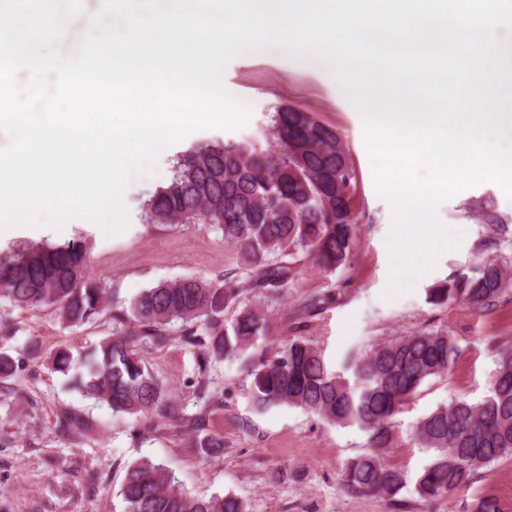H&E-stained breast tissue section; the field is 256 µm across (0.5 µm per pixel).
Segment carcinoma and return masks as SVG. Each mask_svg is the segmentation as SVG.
<instances>
[{"label": "carcinoma", "mask_w": 512, "mask_h": 512, "mask_svg": "<svg viewBox=\"0 0 512 512\" xmlns=\"http://www.w3.org/2000/svg\"><path fill=\"white\" fill-rule=\"evenodd\" d=\"M269 147L251 141H200L178 154L172 175L142 206L143 221L175 227L209 224L239 249L244 284L263 298L279 293L292 277L295 256L305 253L334 271L352 254L357 217L349 187L356 180L349 150L336 130L314 113L288 105L271 118ZM512 286V261L498 254L430 289V303L492 307ZM241 292L224 277L161 281L109 308L107 292L88 272L81 244L36 245L0 254V298L13 307H53L63 323L79 326L110 314L112 336L73 357H54L57 369L74 371L81 393L131 416L139 429L173 428L202 458L224 447V437L205 432L206 417L224 407V386L202 375L193 384V406L174 399L146 364V355L167 348L174 337L199 350L201 370L241 357L272 334L265 311L247 304L228 322L227 308ZM461 348L446 330H419L355 352L343 374L327 370L321 353L300 336H288L272 356L253 357L245 395L258 412L288 405L335 426H356L373 451L348 461L344 486L392 505L409 483L406 471L387 465L383 454L399 442L395 417L428 380L448 373ZM80 412L63 410L56 430L87 431ZM410 444L433 451L416 476L414 490L435 501L475 482L479 470L512 455V350L499 353L483 400L452 397L423 416L408 433ZM119 495L124 512H246L234 495L202 498L182 490L166 465L141 459L129 465ZM467 512H500L481 496Z\"/></svg>", "instance_id": "1"}]
</instances>
